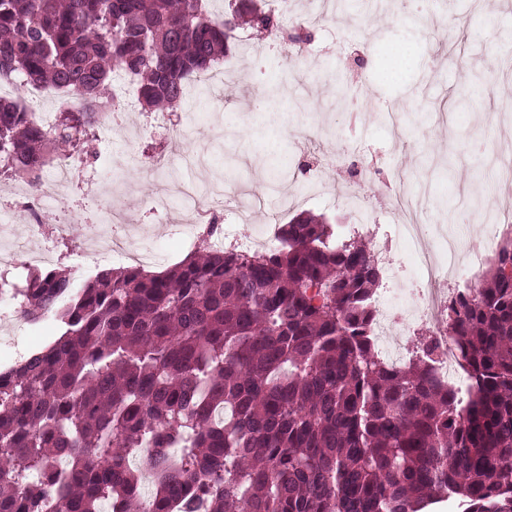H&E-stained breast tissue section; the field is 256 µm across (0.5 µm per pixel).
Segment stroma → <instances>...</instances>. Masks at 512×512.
<instances>
[{
	"label": "stroma",
	"mask_w": 512,
	"mask_h": 512,
	"mask_svg": "<svg viewBox=\"0 0 512 512\" xmlns=\"http://www.w3.org/2000/svg\"><path fill=\"white\" fill-rule=\"evenodd\" d=\"M446 3L449 23L463 30L456 39L412 23V14L425 9L424 0H391L380 12L357 5L313 26L314 39L301 54L280 41L274 54L257 62L252 45L234 42L223 60L226 84L220 94L193 82L179 106L195 136L149 127L137 108L126 111L123 126L104 121L94 143L97 161L60 194L55 212L31 211L23 201L13 210L16 224L42 225L56 265L70 267L88 221L115 207L144 227L129 238V247L151 253V269L164 270L194 250L198 238L190 228L191 210L149 207L155 177L128 161L134 153L162 152L172 158L170 178L193 181L196 171L184 158L200 154L208 174L246 185L244 200H227L217 214L228 245L302 211L325 216L347 234L362 202L369 223L395 238L406 221L397 205L405 192L430 201L417 223L476 234L488 217L512 206L491 189L487 165L493 153L512 147V132L501 118L503 101L512 100V76L497 67L499 55L512 50V0H481L477 8L472 0ZM359 88L376 109L391 105L401 113L400 133L377 121L373 111L345 105L343 94ZM344 140L359 150V176L340 174L328 162L315 180L307 174L281 177L290 159L317 154L328 160ZM60 216L72 220L67 238L73 246L55 233ZM58 333L54 320L0 322V342L14 339L17 361Z\"/></svg>",
	"instance_id": "35a3bbf8"
}]
</instances>
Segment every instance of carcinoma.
Segmentation results:
<instances>
[{"label":"carcinoma","instance_id":"cac0c4a2","mask_svg":"<svg viewBox=\"0 0 512 512\" xmlns=\"http://www.w3.org/2000/svg\"><path fill=\"white\" fill-rule=\"evenodd\" d=\"M0 0V81L74 93L49 126L0 98V175L40 187L46 162L89 155L118 108L115 78L144 112L176 111L239 29L283 34L255 3ZM199 246L161 272L75 282L33 269L17 288L55 341L0 374V512H512V238L448 305L469 399L421 355L389 367L372 338L383 269L356 235L301 212L263 251ZM152 448L149 510L128 458Z\"/></svg>","mask_w":512,"mask_h":512}]
</instances>
